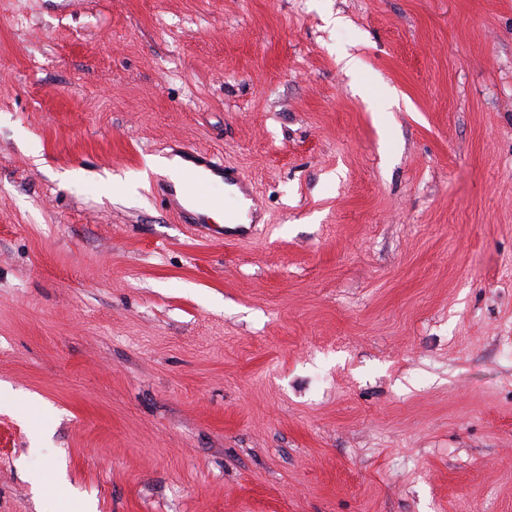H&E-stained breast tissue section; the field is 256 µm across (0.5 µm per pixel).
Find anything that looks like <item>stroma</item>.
I'll return each mask as SVG.
<instances>
[{"label": "stroma", "instance_id": "stroma-1", "mask_svg": "<svg viewBox=\"0 0 512 512\" xmlns=\"http://www.w3.org/2000/svg\"><path fill=\"white\" fill-rule=\"evenodd\" d=\"M0 512H512V0H0ZM184 159L190 162L198 172V179L193 188L187 193L184 189V201L186 207L179 208V218L183 224H188L190 229L204 234L206 238H224L226 240H241L247 238L250 233H245L241 227H221L217 224H209L210 200L204 191L208 182L213 177H219L224 184H234L239 179L238 172L224 162L217 159L208 150L189 148L184 149Z\"/></svg>", "mask_w": 512, "mask_h": 512}]
</instances>
